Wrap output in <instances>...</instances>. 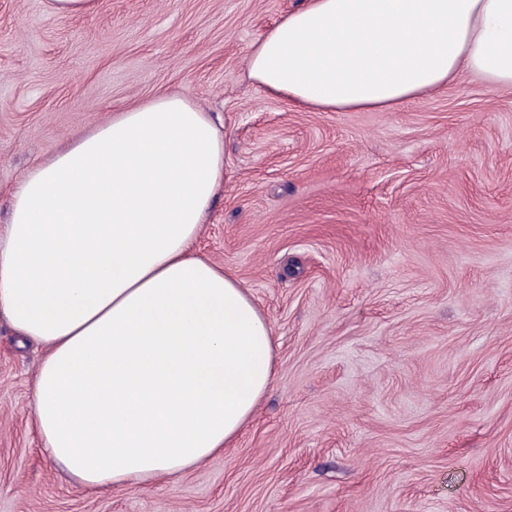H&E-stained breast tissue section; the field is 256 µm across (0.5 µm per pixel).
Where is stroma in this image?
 <instances>
[{"label":"stroma","mask_w":512,"mask_h":512,"mask_svg":"<svg viewBox=\"0 0 512 512\" xmlns=\"http://www.w3.org/2000/svg\"><path fill=\"white\" fill-rule=\"evenodd\" d=\"M305 2L0 0V200L113 112L187 93L229 170L195 251L250 291L276 362L222 455L91 491L33 425L43 346L0 320V512H512V90L269 96L248 48ZM97 7L96 0H52L51 8L63 15H82Z\"/></svg>","instance_id":"stroma-1"}]
</instances>
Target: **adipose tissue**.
Instances as JSON below:
<instances>
[{"label": "adipose tissue", "mask_w": 512, "mask_h": 512, "mask_svg": "<svg viewBox=\"0 0 512 512\" xmlns=\"http://www.w3.org/2000/svg\"><path fill=\"white\" fill-rule=\"evenodd\" d=\"M245 70L319 112H393L464 75L512 89V0H307L250 45ZM227 179L222 128L163 92L91 127L7 199L0 318L45 346L35 427L87 489L205 464L271 385L266 316L194 252Z\"/></svg>", "instance_id": "ef3b65f1"}]
</instances>
